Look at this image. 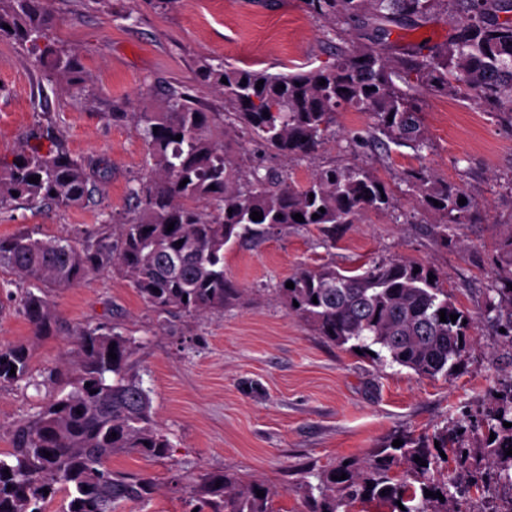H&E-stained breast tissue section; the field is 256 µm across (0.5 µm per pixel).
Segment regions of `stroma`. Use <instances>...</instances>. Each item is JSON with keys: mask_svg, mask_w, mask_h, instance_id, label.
<instances>
[{"mask_svg": "<svg viewBox=\"0 0 512 512\" xmlns=\"http://www.w3.org/2000/svg\"><path fill=\"white\" fill-rule=\"evenodd\" d=\"M46 9L52 44L74 52L79 73L74 84L55 81L13 39L0 38V158L12 159L24 133L48 118L73 154L104 162L107 175L93 199L76 207L1 205L0 237L28 231L77 242L103 213L121 221L137 212L131 191L149 174L147 147L132 122L105 115L157 106L177 83L194 90L200 111H223V94L197 83L201 61L279 74L336 60L330 24L310 17L302 0H47ZM421 119L427 149L357 147L352 139L371 118L340 108L331 135L302 160L230 132L243 175L303 185L321 166L360 165L387 183L392 197L388 209L337 225L330 235L288 227L234 245L224 254V272L242 293L223 311L158 318L108 268L88 283L49 292L67 325H114L136 338L130 372L149 389L154 421L172 445L162 459L113 455V470L157 487L150 501L126 503L119 512H188V483L215 471L275 491L277 512H306L301 487L312 472L365 461L397 439L433 438L491 408L495 388L512 380V360L482 323L469 329L457 371L425 378L327 341L289 311L281 292L303 268L365 270L407 260L431 267L461 309L483 308L498 274L496 238L512 223V130L476 105L427 92ZM411 168L461 187L482 204L484 223L468 226L452 246L430 236L441 216L402 192V174ZM21 287L10 268L0 267V343H29L37 380L0 386L1 458L12 450L13 429L68 392L75 378L74 337L34 336L12 300Z\"/></svg>", "mask_w": 512, "mask_h": 512, "instance_id": "35a3bbf8", "label": "stroma"}]
</instances>
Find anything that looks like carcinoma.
<instances>
[{"instance_id":"1","label":"carcinoma","mask_w":512,"mask_h":512,"mask_svg":"<svg viewBox=\"0 0 512 512\" xmlns=\"http://www.w3.org/2000/svg\"><path fill=\"white\" fill-rule=\"evenodd\" d=\"M302 3L309 15L331 23L342 40L351 41L353 27H361L365 42L337 48L336 63L329 67L285 74L204 62L199 80L224 95L222 113L199 111L194 96L177 88L153 110L106 113L111 121L130 120L147 144L151 174L133 190L140 211L113 231L112 215L105 214L102 228L87 233L80 243L29 233L0 238V265L28 284L15 300L34 335L63 331L76 337L73 364L78 373L72 390L13 430L9 458H0V512H47L59 496L61 512H116L123 502L148 501L154 483L112 470L108 460L116 451L161 458L171 448L152 422L149 390L128 371L135 341L113 326L63 327L48 289L86 283L110 267L160 316L220 311L241 292L224 273V251L238 240L259 239L288 225L328 231L338 224H356L365 212L389 206L387 185L357 166L321 169L300 187L269 189L257 176L253 184L243 185L234 157L217 143L213 129L239 125L273 152L306 157L332 131L336 112L349 106L373 119L366 135L355 142L381 134L419 150L426 143L420 112V93L426 87L472 101L512 130V0ZM446 16L454 31L442 43L421 42L398 50L385 43L396 28ZM5 24L9 28H3ZM51 24L43 0H0V35H10L37 64L71 81L77 62L48 43ZM260 80L263 86L258 88ZM101 171V163L73 155L53 123L38 124L27 132L12 160L0 159V206L13 201L32 207L78 206L97 191ZM35 175L40 181L29 182ZM402 183L406 192L419 195L429 210L443 216L444 222L432 230L438 240L451 242L458 231L481 223V205L457 185L422 168L408 170ZM461 198L463 205L458 203ZM200 200L207 201L211 211L200 210ZM254 211L263 218L252 220ZM297 213L304 222L294 219ZM314 214L319 218H312ZM171 222L174 228L169 231ZM497 251L501 270L492 289L495 296L475 317L459 308L438 280H428L430 269L402 260L361 274L334 265L301 269L288 278L294 288L283 292L289 309L328 341L373 352L379 362L422 377L446 376L465 353L468 330L477 319L512 351V224L498 235ZM452 314L458 315L454 322ZM501 328L505 332H499ZM30 378V348L22 342L1 344L0 385ZM493 400L488 417L497 422L490 426L495 439L484 459L512 486V456L505 455L512 446V382L497 390ZM505 422L510 426H503ZM466 432L463 426L438 437L443 447L455 451L463 470L468 469L463 456ZM46 451L52 456L45 457ZM417 456L426 465L415 461ZM435 465L425 442L405 441L395 453L382 450L357 466L323 470L317 485L304 486L308 512H350L354 505L366 503L389 512H448V502L425 493L439 492L446 498L453 488L462 497L469 489L461 477L451 484L435 478ZM395 466L404 467L405 477L392 473ZM343 474L346 479H339ZM259 490L264 496H257ZM274 496L262 484L242 485L224 472H210L192 486L190 506L197 512H276Z\"/></svg>"}]
</instances>
